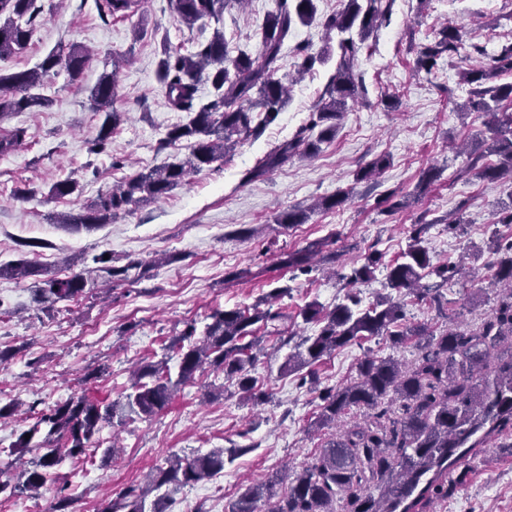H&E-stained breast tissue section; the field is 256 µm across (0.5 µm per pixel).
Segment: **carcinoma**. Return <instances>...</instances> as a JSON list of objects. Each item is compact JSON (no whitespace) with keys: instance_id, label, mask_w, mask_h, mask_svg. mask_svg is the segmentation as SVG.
I'll list each match as a JSON object with an SVG mask.
<instances>
[{"instance_id":"cac0c4a2","label":"carcinoma","mask_w":512,"mask_h":512,"mask_svg":"<svg viewBox=\"0 0 512 512\" xmlns=\"http://www.w3.org/2000/svg\"><path fill=\"white\" fill-rule=\"evenodd\" d=\"M244 0H169L177 21L188 27L195 23L223 20L231 3ZM392 0H344L343 8L317 17V0H275L260 32L256 55L241 52L230 55L224 32L217 29L210 39L198 41L186 53L180 48L164 47L156 69L167 105L194 117L187 124L170 128L161 141L165 148L181 141L190 145L189 157L148 172H135L122 184L99 196L78 213L61 215L58 223L73 230L108 224L129 207L145 198L161 199L184 184L189 175L227 156L231 146L260 136L278 118L289 100V90L277 77L284 49L296 25L308 26L315 20L325 31L327 43L315 50L298 44L295 56L301 59L297 71L309 73L326 63L336 41L339 60L328 83L324 98L311 111L309 119L294 139L267 153L244 177L249 182L286 164L298 153L313 156L321 144L336 138L339 121L347 103L359 95L354 66L365 41L387 21ZM139 0H104L103 19H124L134 14ZM43 8L38 0H0V59L24 50L40 23ZM463 48L456 28L442 29L435 41L419 52L415 67L432 72L446 53ZM86 52L75 45L51 51L33 69L4 73L0 71V122L18 112H42L54 99L34 92L44 78L65 70L71 79L82 73ZM123 59L112 57V70L104 72L90 90L91 110L104 114L95 137L88 141L89 152H106L113 131L122 121V113L113 109L118 95ZM512 73V44L463 74L473 86L467 108L478 112L492 142L490 152L498 156L494 164L480 167L478 175L496 181L512 177V113L499 111L498 103L512 101V82H500ZM206 82L213 97L199 100V84ZM27 128L17 126L0 137V155H6L26 142ZM390 164L381 155L356 174L362 181L379 175ZM80 191L76 180L55 182L49 196L63 199ZM425 225H415L409 235L402 261L390 265L386 287L401 294L408 292L419 300L442 305L440 289L424 283L434 275L447 283L463 275L462 266L435 265L424 239ZM327 247L313 242L307 247L284 252L280 266L292 272L306 273L316 254ZM493 280L503 288L493 316L472 332L446 329L436 335L425 327L403 324V304L385 297L366 307L354 290L344 301L327 310L316 301L299 311L303 323H316L319 330L305 336L288 354L282 369L299 370L312 365L339 347L352 342L384 336L398 347L425 337L421 358L411 368L403 367L391 356L367 355L359 363L357 378L321 393L324 405L314 426L336 424L353 407L381 408L376 420L366 426L357 424L344 430L339 438L327 442L314 461L293 474L288 491H275L276 481L256 483L232 503L230 512H335L340 495H347L350 512H412L424 498L448 497L443 476L448 467L471 453L479 445L512 437V357L488 371L494 348L504 339H512V240L497 238L491 247ZM94 266L64 277L43 280L33 292V302L49 308L61 301L73 300L84 293L130 279L137 271L140 279L146 269L141 261L116 266L99 254ZM379 262L377 253L343 275L351 285L371 279ZM40 270L26 258L0 265V277L27 278ZM282 318L279 312L258 307H234L216 310L210 315L202 337H196L195 323L186 324L180 334V362L177 378H172L167 363L145 364L134 374L129 392L105 403L86 398H70L40 413L37 420L21 431L11 445L12 452H38L30 466L22 469L13 486L6 489L36 493L52 480L55 470L67 458L85 453L99 445V433L114 419L132 416L150 418L172 400L179 386L192 381L203 365L209 364L236 380L239 390L250 399H262L256 379L251 375L256 355L252 353L257 326ZM30 438H25V435ZM245 448H215L193 457L173 455L168 466L157 469L149 485L138 494H128L106 512H165L163 497L146 506L147 497L170 484L193 485L224 470V457L245 453Z\"/></svg>"}]
</instances>
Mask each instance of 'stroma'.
<instances>
[{
	"label": "stroma",
	"mask_w": 512,
	"mask_h": 512,
	"mask_svg": "<svg viewBox=\"0 0 512 512\" xmlns=\"http://www.w3.org/2000/svg\"><path fill=\"white\" fill-rule=\"evenodd\" d=\"M100 2L42 0L45 21L28 47L0 61L1 69L18 71L34 68L59 46L74 44L91 52L78 80L63 71L46 78L41 92L54 98L51 110L21 112L0 123V133L20 125L28 130L22 147L0 155V264L23 255L58 276L63 264L78 271L106 251L116 265L139 260L149 269L141 280L44 310L32 300L33 279L0 278V297L9 303L0 314V348L14 353L0 365V403L15 401L22 410L18 422L0 426V478L15 479L33 460L30 452L11 455L10 446L37 412L78 396L118 399L130 385L133 366L141 362L163 361L177 370L173 342L186 323L201 329L214 310L256 304L273 282L290 287L274 305L292 319L287 336H309L318 327L296 322L300 308L311 301L332 308L347 291L345 274L375 250L381 255L375 276L358 287L364 303H372L384 294L387 268L416 224L427 227L434 261L465 259L473 278L443 285L447 303L441 310L404 296L405 324L472 331L492 316L497 287L485 241L494 223L512 236V224L498 222L502 203L512 199V181L461 173L453 147L462 144L483 162L494 160L483 145L481 117L464 108L471 87L462 74L473 64L469 45L483 46L491 56L512 43V0H394L388 23L358 55L363 93L349 102L335 140L315 156H298L254 181L244 179L306 122L335 72L332 61L293 83L287 107L260 137L239 142L226 159L191 174L164 199L134 206L93 230L71 231L54 224V215L79 210L130 173L189 155L186 143L160 145L171 126L191 118L169 108L156 81L162 45L188 50L219 26L231 50L253 54L259 49V28L274 8V0H247L244 7L225 10L221 25L190 28L174 20L169 0H141L134 15L109 22L100 15ZM446 26L463 32L464 49L443 56L432 73L415 71L420 49ZM125 52L130 59L113 103L124 120L112 135L110 154L94 155L86 142L103 116L91 111L89 91L111 69L113 55ZM380 155L390 158L382 175L356 180L357 170ZM116 157L124 159L123 168H113ZM433 165L442 168L441 178L418 194L423 171ZM68 177L79 181L80 194L51 198L49 187ZM25 187L36 189V196L18 197L17 189ZM341 191L350 195L342 208L313 212L306 223L288 228L275 222L284 211ZM391 192L409 204L386 214L378 202ZM458 216L464 220L461 230L449 231L447 220ZM329 236L335 260L306 274L278 267L282 250ZM239 269L250 270L251 278L228 280V273ZM258 335L263 353L253 375L263 400L243 397L222 371L208 367L155 417L105 426L99 447L57 469L59 481L71 485L75 512H104L129 490L145 489L170 453L192 456L246 445L249 453L225 463L215 481L167 489V512H227L247 482L275 476L279 491H286L293 471L318 456L343 427L370 418L369 410L354 408L338 425L313 430L320 412L317 394L299 374L281 369L291 345L285 336L263 329ZM370 352L408 363L419 356L415 345L394 349L378 336L353 343L313 365L320 387L354 379L359 361ZM111 446L116 452L105 458ZM447 481L453 488L449 497L421 501L417 512H512V455L492 444L451 466ZM215 482L224 486L218 498L208 494Z\"/></svg>",
	"instance_id": "stroma-1"
}]
</instances>
